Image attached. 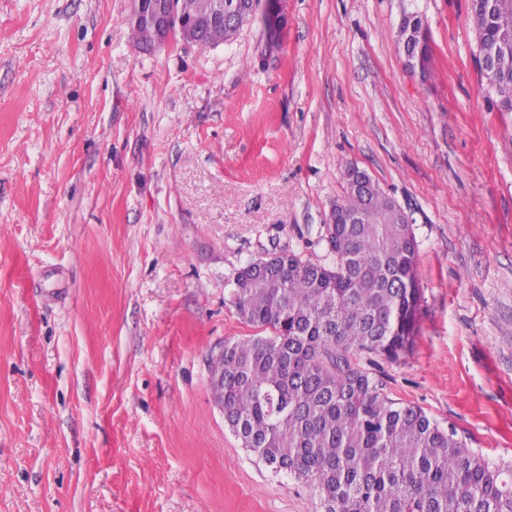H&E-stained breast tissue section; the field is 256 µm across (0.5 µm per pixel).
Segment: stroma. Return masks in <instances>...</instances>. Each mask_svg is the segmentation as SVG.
Wrapping results in <instances>:
<instances>
[{
    "instance_id": "1",
    "label": "stroma",
    "mask_w": 512,
    "mask_h": 512,
    "mask_svg": "<svg viewBox=\"0 0 512 512\" xmlns=\"http://www.w3.org/2000/svg\"><path fill=\"white\" fill-rule=\"evenodd\" d=\"M145 51L131 0H0V512H324L224 425L208 360L253 328L234 273L325 260L354 163L411 215L414 349L390 397L512 460V112L471 0H282ZM417 12L431 54L396 43Z\"/></svg>"
}]
</instances>
